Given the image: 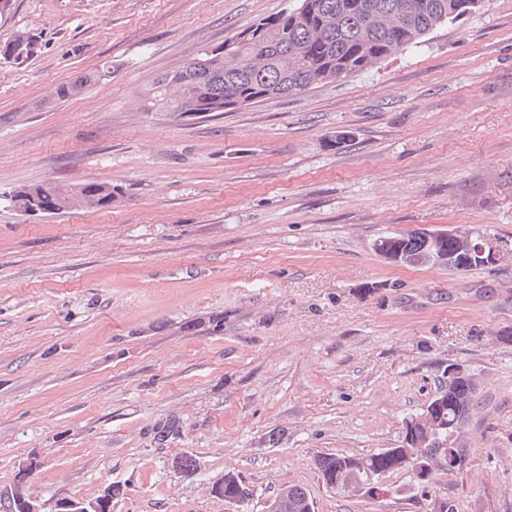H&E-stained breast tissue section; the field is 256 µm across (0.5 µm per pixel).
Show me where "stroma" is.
I'll use <instances>...</instances> for the list:
<instances>
[{
	"label": "stroma",
	"mask_w": 512,
	"mask_h": 512,
	"mask_svg": "<svg viewBox=\"0 0 512 512\" xmlns=\"http://www.w3.org/2000/svg\"><path fill=\"white\" fill-rule=\"evenodd\" d=\"M298 0H11L0 42V486L37 460L41 512L120 486L112 512H512V255L464 274L386 263L416 225L512 244V0L350 78L216 115L144 92ZM103 71L82 95L55 90ZM112 184L111 206L29 216L7 196ZM479 381L463 472L431 496L342 497L314 458L400 444L440 365ZM278 443H270V433ZM192 457L185 479L168 466ZM249 490L214 494L225 472ZM33 49V39L26 33H17L11 40L0 42V59L19 60L30 55ZM283 488L288 489V497L279 496V492L277 493L273 500L278 502L277 512H315L306 489L298 485H287L281 489Z\"/></svg>",
	"instance_id": "35a3bbf8"
}]
</instances>
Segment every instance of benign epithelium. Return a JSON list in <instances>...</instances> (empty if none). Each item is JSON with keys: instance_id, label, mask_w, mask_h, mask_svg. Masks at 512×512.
<instances>
[{"instance_id": "obj_1", "label": "benign epithelium", "mask_w": 512, "mask_h": 512, "mask_svg": "<svg viewBox=\"0 0 512 512\" xmlns=\"http://www.w3.org/2000/svg\"><path fill=\"white\" fill-rule=\"evenodd\" d=\"M453 237L457 244L450 251L441 242ZM410 240L424 243L423 251L409 252L404 249ZM371 249L384 261L395 266L431 265L436 269L453 272H468L475 264L484 267L498 265L505 255L512 252L503 244L501 238L484 232L466 230L454 226L448 230H429L415 228L395 233L390 243L374 241ZM470 370L464 365L451 362L441 368V384L425 405L429 414H437L441 410L443 400L448 392L455 389L465 378L469 377ZM407 438L403 447L407 448V464L416 485L425 486L429 477V469L425 463L428 448H454V468L464 469L466 451L461 444V428L455 423L442 424L435 422L434 431L423 442L414 437L412 425L403 426ZM38 463L29 460L19 466L12 485L0 488V500L10 504L11 512H41L36 500L26 491L27 480ZM59 512H112V496L108 489L103 490L98 497L89 501H65L60 504Z\"/></svg>"}]
</instances>
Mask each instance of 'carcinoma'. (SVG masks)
Here are the masks:
<instances>
[{"mask_svg":"<svg viewBox=\"0 0 512 512\" xmlns=\"http://www.w3.org/2000/svg\"><path fill=\"white\" fill-rule=\"evenodd\" d=\"M312 9L297 14L286 11L260 19L255 26L265 28V37L259 42L242 44L239 56L224 60L220 49L203 51L176 71L169 72L153 84L143 95L141 106L147 112L162 110L182 115L196 112L224 111V98L236 93L255 90L256 78H266L262 88L269 99L275 100L298 94L302 89L319 83L343 79L363 72L396 55L403 49L419 43L438 26L454 21L478 8L481 0H308ZM374 15L381 16L379 25L371 24ZM33 39L26 33H17L12 39L0 42V59L19 60L32 53ZM102 77V72L91 71L77 75L59 85L57 98L65 101L88 89ZM201 81L210 87L212 101L187 108V92L193 82ZM76 191L93 197L94 207L112 205V185L88 183L78 188L60 185H41L22 188L10 195L12 205L35 198L45 214H57L71 208L70 197ZM478 387L469 381L448 398L444 419L466 420L474 405ZM398 449L358 455L322 454L315 465L323 481L336 476L341 480L330 486L340 495L346 494L349 482L365 480V474L343 471V463L354 458L364 462L367 471L384 477L407 470L395 457ZM433 479L421 488L422 496L430 493L436 476L453 474L449 466L433 459L437 449H427ZM224 501L230 502L246 494V487L237 475L224 473ZM288 496H275L277 512H314V505L306 489L288 485Z\"/></svg>","mask_w":512,"mask_h":512,"instance_id":"carcinoma-1","label":"carcinoma"}]
</instances>
